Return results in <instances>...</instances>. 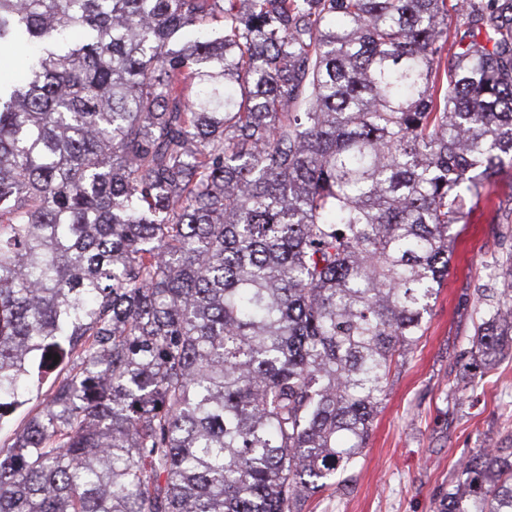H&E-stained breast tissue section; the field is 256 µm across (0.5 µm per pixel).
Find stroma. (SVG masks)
Returning a JSON list of instances; mask_svg holds the SVG:
<instances>
[{
  "mask_svg": "<svg viewBox=\"0 0 512 512\" xmlns=\"http://www.w3.org/2000/svg\"><path fill=\"white\" fill-rule=\"evenodd\" d=\"M491 209L473 213L458 236L448 279L424 318L425 331L393 369L368 445L344 485L312 498L305 512H433L456 465L512 436V357L466 390L453 379L468 360L467 338L493 284L497 258L512 239V167L480 189Z\"/></svg>",
  "mask_w": 512,
  "mask_h": 512,
  "instance_id": "35a3bbf8",
  "label": "stroma"
}]
</instances>
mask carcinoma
<instances>
[{
  "label": "carcinoma",
  "instance_id": "obj_1",
  "mask_svg": "<svg viewBox=\"0 0 512 512\" xmlns=\"http://www.w3.org/2000/svg\"><path fill=\"white\" fill-rule=\"evenodd\" d=\"M0 0V512H304L512 166V0ZM475 376L512 353V248ZM58 359L47 358L48 354ZM434 512H512V439ZM53 380V376L45 379L40 387L38 400H32L13 415L12 421L8 428L2 430L0 433L1 444L4 441L10 439V437H12L15 432L20 431L23 428L27 420V413L30 409H34L40 402L43 401V399H46L51 395L54 388Z\"/></svg>",
  "mask_w": 512,
  "mask_h": 512
}]
</instances>
